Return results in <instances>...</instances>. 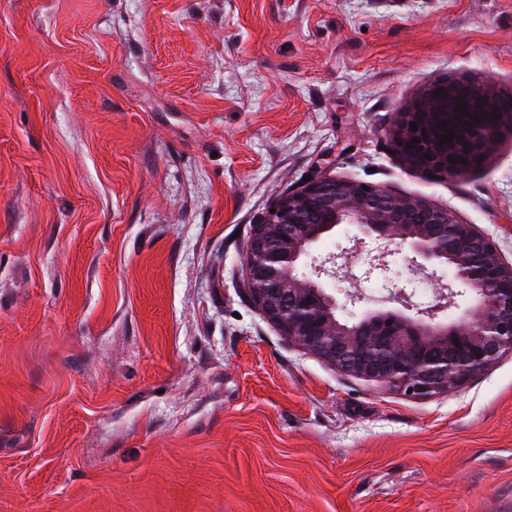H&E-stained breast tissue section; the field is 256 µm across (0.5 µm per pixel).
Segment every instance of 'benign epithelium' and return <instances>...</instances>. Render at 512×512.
Returning <instances> with one entry per match:
<instances>
[{"mask_svg":"<svg viewBox=\"0 0 512 512\" xmlns=\"http://www.w3.org/2000/svg\"><path fill=\"white\" fill-rule=\"evenodd\" d=\"M458 103L468 106L467 114L454 111ZM472 113L501 119L469 126ZM507 120L512 122V113L488 89L443 81L399 116L393 141L410 167L464 177L491 152ZM412 122L417 129H411ZM448 129L455 137L444 143ZM362 185L323 175L281 198L275 212L253 225L242 254V293L289 342L344 375L418 398L465 385L512 351V262L502 258L492 237L452 211L424 197L373 185L366 191ZM342 224H353L363 234L353 248L365 254L364 279L389 280L391 246L404 245L410 261L432 277L443 270L452 273L448 298L467 301L463 314L445 319L443 306L415 302L402 287L396 291L401 309L394 311V329L378 327L380 311L361 315L351 328L341 323L334 316L339 304L320 279L335 275L349 248L325 256L311 276L299 268L309 249Z\"/></svg>","mask_w":512,"mask_h":512,"instance_id":"obj_1","label":"benign epithelium"}]
</instances>
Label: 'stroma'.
I'll return each mask as SVG.
<instances>
[{
    "label": "stroma",
    "instance_id": "stroma-1",
    "mask_svg": "<svg viewBox=\"0 0 512 512\" xmlns=\"http://www.w3.org/2000/svg\"><path fill=\"white\" fill-rule=\"evenodd\" d=\"M446 79L512 105V0H0V512H512V352L412 398L242 295L325 173L512 261V130L462 179L392 150ZM362 263L327 291L396 308Z\"/></svg>",
    "mask_w": 512,
    "mask_h": 512
}]
</instances>
